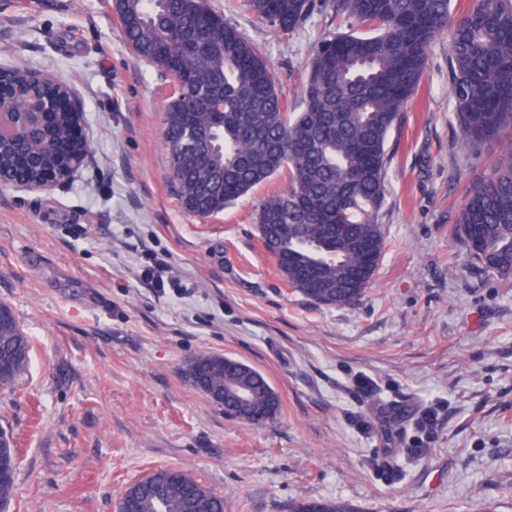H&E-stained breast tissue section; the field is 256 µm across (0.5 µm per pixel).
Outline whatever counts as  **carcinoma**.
I'll list each match as a JSON object with an SVG mask.
<instances>
[{"label": "carcinoma", "mask_w": 512, "mask_h": 512, "mask_svg": "<svg viewBox=\"0 0 512 512\" xmlns=\"http://www.w3.org/2000/svg\"><path fill=\"white\" fill-rule=\"evenodd\" d=\"M451 0H332L345 32H325L312 44L303 79V107L287 111L259 47L224 20L207 0H113L131 53L165 72L178 91L163 104L164 144L170 177L185 211L205 219L254 187L286 171L288 185L262 200L255 214L259 238L281 277L313 302L352 305L369 286L385 236L381 222L390 134L422 78L427 50L448 32L449 92L461 145L512 135V0H473L455 18ZM252 13L283 32L294 30L316 8L314 0H248ZM17 112L46 92L65 94L49 78L21 67L0 73ZM80 107L53 115L32 130L35 158L29 178L64 181L88 153L58 154L54 142L77 138ZM18 149L0 141V170L15 166ZM482 267L512 278V149L468 191L452 230ZM0 360L11 387L26 369L29 337L12 309L0 303ZM184 377L196 390L244 422L260 424L279 410L265 376L226 356L203 353ZM247 383L250 400L234 390ZM0 456L17 468L13 436L0 429ZM224 512V498L194 473L164 467L129 486L119 512ZM290 512H351L348 504L312 500Z\"/></svg>", "instance_id": "cac0c4a2"}]
</instances>
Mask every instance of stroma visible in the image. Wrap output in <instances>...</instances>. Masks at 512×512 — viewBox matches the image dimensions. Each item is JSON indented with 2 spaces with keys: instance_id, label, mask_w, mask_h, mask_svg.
Instances as JSON below:
<instances>
[{
  "instance_id": "1",
  "label": "stroma",
  "mask_w": 512,
  "mask_h": 512,
  "mask_svg": "<svg viewBox=\"0 0 512 512\" xmlns=\"http://www.w3.org/2000/svg\"><path fill=\"white\" fill-rule=\"evenodd\" d=\"M210 4L262 49L298 111L332 11L283 33L247 0ZM15 64L73 89L92 152L52 191L0 193V302L33 344L0 391V428L19 456L8 512H118L125 490L162 467L194 472L224 512L312 499L512 512V281L451 235L501 145L460 144L447 37L430 44L388 143L386 248L344 307L289 288L258 237L254 208L283 177L204 220L181 207L161 114L172 82L130 52L112 0H0V65ZM152 253L173 269L162 289L141 280ZM202 353L262 372L277 416L243 422L189 386L184 367ZM359 379L370 395H354ZM434 403L433 440L408 453L414 418Z\"/></svg>"
}]
</instances>
